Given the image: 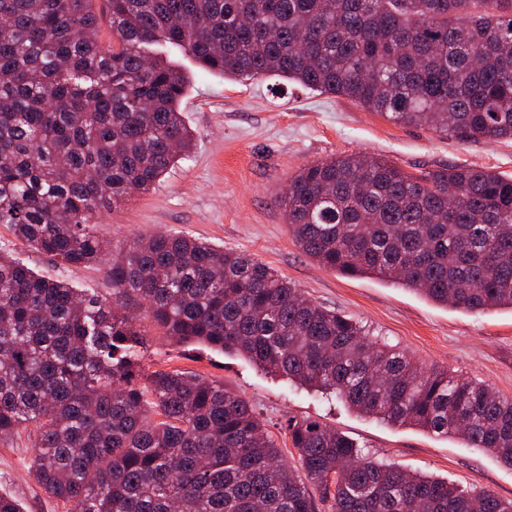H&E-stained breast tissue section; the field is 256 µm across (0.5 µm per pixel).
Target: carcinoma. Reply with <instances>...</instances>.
<instances>
[{
  "instance_id": "cac0c4a2",
  "label": "carcinoma",
  "mask_w": 512,
  "mask_h": 512,
  "mask_svg": "<svg viewBox=\"0 0 512 512\" xmlns=\"http://www.w3.org/2000/svg\"><path fill=\"white\" fill-rule=\"evenodd\" d=\"M0 0V224L64 268L105 265L131 313L0 252V439L77 512H512V500L373 459L288 419L302 472L224 383L140 364L150 329L328 391L360 414L462 440L512 467V398L372 339L267 264L167 232L116 254L94 222L188 153L177 44L230 80L279 77L389 120L512 139V0ZM281 203L302 251L475 313L512 309V176L404 171L344 154ZM161 416L154 421L149 412Z\"/></svg>"
}]
</instances>
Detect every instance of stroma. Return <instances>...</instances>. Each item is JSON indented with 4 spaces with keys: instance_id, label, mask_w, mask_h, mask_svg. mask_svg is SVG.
<instances>
[{
    "instance_id": "obj_1",
    "label": "stroma",
    "mask_w": 512,
    "mask_h": 512,
    "mask_svg": "<svg viewBox=\"0 0 512 512\" xmlns=\"http://www.w3.org/2000/svg\"><path fill=\"white\" fill-rule=\"evenodd\" d=\"M154 52L189 78L181 110L195 145L150 193L102 210L98 230L114 248L140 235L171 231L251 255L371 337L512 398V310L467 313L375 278H349L323 268L296 244L280 204L289 178L301 167L340 154L380 157L412 173L473 166L511 176L512 140L462 141L277 78L227 80L168 43L155 45ZM0 250L39 274L61 275L83 292L112 297L102 267L61 270L15 238L6 224H0ZM150 335L141 358L145 371L179 369L223 382L253 407L291 466L299 459L286 422L309 418L348 435L373 458L512 499V467L457 438L380 423L245 358L178 344L156 329ZM34 456L30 431L0 440V494L16 497L25 512H75L30 479Z\"/></svg>"
}]
</instances>
